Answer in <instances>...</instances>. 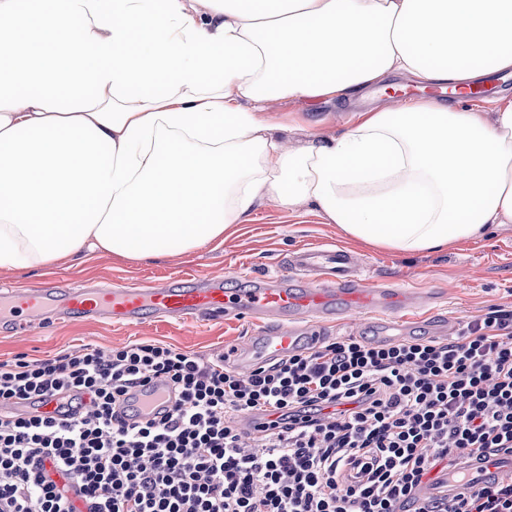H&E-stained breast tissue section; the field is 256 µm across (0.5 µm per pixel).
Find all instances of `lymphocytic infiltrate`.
Listing matches in <instances>:
<instances>
[{
  "instance_id": "1",
  "label": "lymphocytic infiltrate",
  "mask_w": 512,
  "mask_h": 512,
  "mask_svg": "<svg viewBox=\"0 0 512 512\" xmlns=\"http://www.w3.org/2000/svg\"><path fill=\"white\" fill-rule=\"evenodd\" d=\"M167 380L157 420L114 412ZM68 395L75 412L0 417V512H512V476L453 500L413 489L470 460L512 453V310L456 338L347 337L243 374L160 342L0 362V408ZM275 421L248 442L237 423Z\"/></svg>"
}]
</instances>
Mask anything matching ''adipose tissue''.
<instances>
[{"label":"adipose tissue","mask_w":512,"mask_h":512,"mask_svg":"<svg viewBox=\"0 0 512 512\" xmlns=\"http://www.w3.org/2000/svg\"><path fill=\"white\" fill-rule=\"evenodd\" d=\"M512 70V0H0V268L186 253L269 197L350 238L436 252L512 223V101L417 98L314 125L393 75ZM395 92L388 90L387 96L372 103H351V104H313L305 99L290 101L271 100L268 103V111L277 115H288L289 123L294 121L296 125L316 123L326 137L337 136L356 120L357 112H363L375 105L392 102L387 101L394 97ZM387 101V102H386ZM294 124V125H295Z\"/></svg>","instance_id":"ef3b65f1"}]
</instances>
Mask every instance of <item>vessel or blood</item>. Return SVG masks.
<instances>
[{
  "label": "vessel or blood",
  "mask_w": 512,
  "mask_h": 512,
  "mask_svg": "<svg viewBox=\"0 0 512 512\" xmlns=\"http://www.w3.org/2000/svg\"><path fill=\"white\" fill-rule=\"evenodd\" d=\"M284 267V273L250 280L244 288L229 287L223 276L210 275L179 288L107 282L68 287L53 281L1 289L0 330L27 331L35 318H88L128 326L150 318L191 323L233 316L253 321L257 328L236 349L235 367L249 372L316 347L326 324L338 316L382 313L396 319L424 301L422 295L404 288L372 286L363 274L361 258L337 248L294 252ZM174 402L173 390L155 380L124 395L117 412L128 423H140L162 417ZM510 473L512 454L492 455L465 474L449 472L442 486L418 485L413 495L419 501L440 492L452 498L465 491L467 482L490 485Z\"/></svg>",
  "instance_id": "obj_1"
}]
</instances>
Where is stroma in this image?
Wrapping results in <instances>:
<instances>
[{
    "label": "stroma",
    "mask_w": 512,
    "mask_h": 512,
    "mask_svg": "<svg viewBox=\"0 0 512 512\" xmlns=\"http://www.w3.org/2000/svg\"><path fill=\"white\" fill-rule=\"evenodd\" d=\"M268 109L295 124H316L325 136L343 132L365 111L362 103L315 104L304 99L271 100ZM341 248L359 255L372 284H392L435 295L436 303L397 323V334L431 338L433 319L446 315L456 329L491 308L512 309V224L488 228L483 237L464 241L443 252L403 254L367 246L307 206L286 208L276 200L256 207L247 223L236 225L223 242L159 259L130 260L88 255L81 263H63L30 271L0 269V286L30 287L51 279L69 284L86 280L142 287L168 280L181 283L194 276L223 275L231 287L255 274L281 270L286 257L304 248ZM250 322L233 317L198 325L177 320H147L134 326L105 322H50L16 336L0 333V360L23 355L30 360L51 358L84 347L103 350L156 341L206 358L227 352L250 336Z\"/></svg>",
    "instance_id": "stroma-1"
}]
</instances>
